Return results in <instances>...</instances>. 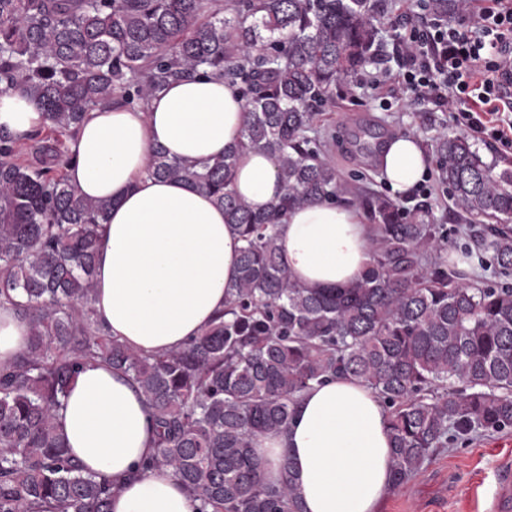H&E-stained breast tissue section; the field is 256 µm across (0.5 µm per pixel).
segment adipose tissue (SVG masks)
<instances>
[{
	"label": "adipose tissue",
	"instance_id": "obj_1",
	"mask_svg": "<svg viewBox=\"0 0 512 512\" xmlns=\"http://www.w3.org/2000/svg\"><path fill=\"white\" fill-rule=\"evenodd\" d=\"M245 100L213 75L172 82L140 107L88 112L70 143L69 182L82 196L111 201L98 231L93 306L98 323L134 351L182 346L223 313L243 242L205 190L151 176L156 148L185 161L212 159L242 138ZM46 124L39 101L22 89L0 94V130L24 135ZM382 178L398 194L425 176L428 159L412 135L388 137L378 153ZM235 192L258 212L284 193L264 151L239 154ZM292 278L313 289L354 284L369 263L373 231L355 207L317 200L289 210L278 227ZM30 324L0 305V361L27 346ZM69 454L84 472L112 478V512H195L167 470L130 473L155 451L140 392L119 371L86 365L56 413ZM266 482L290 461L303 512H379L389 493L391 439L386 413L364 382L339 376L299 399L286 431L254 440Z\"/></svg>",
	"mask_w": 512,
	"mask_h": 512
}]
</instances>
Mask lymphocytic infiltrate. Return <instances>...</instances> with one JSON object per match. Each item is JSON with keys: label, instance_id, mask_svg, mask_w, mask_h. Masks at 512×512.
I'll list each match as a JSON object with an SVG mask.
<instances>
[{"label": "lymphocytic infiltrate", "instance_id": "f902f5d3", "mask_svg": "<svg viewBox=\"0 0 512 512\" xmlns=\"http://www.w3.org/2000/svg\"><path fill=\"white\" fill-rule=\"evenodd\" d=\"M467 12L463 31L434 13L423 26L407 28L394 45L400 70L374 76L371 85L418 93L477 140L512 146V119L500 116L512 106L503 84L512 79V0H486Z\"/></svg>", "mask_w": 512, "mask_h": 512}]
</instances>
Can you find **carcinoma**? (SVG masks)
I'll return each mask as SVG.
<instances>
[{
	"mask_svg": "<svg viewBox=\"0 0 512 512\" xmlns=\"http://www.w3.org/2000/svg\"><path fill=\"white\" fill-rule=\"evenodd\" d=\"M440 15L465 0H430ZM375 0H0V93L38 99L49 141L21 158L0 131V304L31 325L26 349L0 363V512H111L114 485L84 474L55 424L81 368L105 362L144 397L155 453L198 512H302L290 464L267 483L253 453L282 432L301 396L330 377L363 381L387 412L393 487L430 453L512 430V286L469 283L442 256L443 225L378 191L340 181L310 136L317 109L376 63ZM210 72L248 101L243 137L214 160L154 152L158 178L208 190L240 232L224 313L185 346L142 355L105 332L92 307L98 229L112 203L88 200L62 172L90 109L143 105L173 79ZM261 149L285 193L266 213L232 190L237 154ZM437 169L454 206L495 219L476 238L512 274V169L496 170L462 134L444 136ZM342 199L374 228L373 255L350 288L314 291L282 261L288 209Z\"/></svg>",
	"mask_w": 512,
	"mask_h": 512,
	"instance_id": "obj_1",
	"label": "carcinoma"
}]
</instances>
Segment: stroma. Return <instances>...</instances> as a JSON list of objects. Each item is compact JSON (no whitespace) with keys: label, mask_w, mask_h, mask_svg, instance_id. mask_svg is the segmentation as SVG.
<instances>
[{"label":"stroma","mask_w":512,"mask_h":512,"mask_svg":"<svg viewBox=\"0 0 512 512\" xmlns=\"http://www.w3.org/2000/svg\"><path fill=\"white\" fill-rule=\"evenodd\" d=\"M378 5L385 18L378 23L380 48L378 60L371 67L375 73L397 67V59L390 54L395 40L391 20L408 8L406 0H378ZM366 124L389 135H413L427 152L439 138L455 130L447 113L412 95L401 96L387 108L369 83L338 91L333 102L320 108L316 120L322 156L335 166L342 181L383 193L389 187L380 176L376 159L351 137L352 131ZM423 187L431 192V222L444 225L448 232V254H470L476 262L478 279L492 285L499 283L490 256L472 251L467 234L470 220L453 205L447 187L438 179L436 166H429ZM506 465L512 466V431L489 434L464 446L449 445L435 452L409 483L391 490L382 512H490L492 492Z\"/></svg>","instance_id":"35a3bbf8"}]
</instances>
